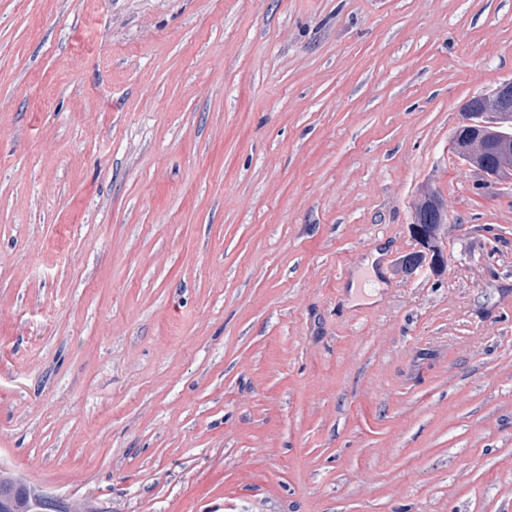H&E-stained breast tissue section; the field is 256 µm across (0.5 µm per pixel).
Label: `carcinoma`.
Returning <instances> with one entry per match:
<instances>
[{
	"mask_svg": "<svg viewBox=\"0 0 512 512\" xmlns=\"http://www.w3.org/2000/svg\"><path fill=\"white\" fill-rule=\"evenodd\" d=\"M468 165L491 179L512 178V152L490 156L473 151L468 155ZM410 233L420 249L402 258L401 269L411 271L428 258L434 271H442L447 264L444 242L448 237V207L430 186L422 189L414 206ZM44 503V499L32 497L20 480L0 475V512H43Z\"/></svg>",
	"mask_w": 512,
	"mask_h": 512,
	"instance_id": "1",
	"label": "carcinoma"
}]
</instances>
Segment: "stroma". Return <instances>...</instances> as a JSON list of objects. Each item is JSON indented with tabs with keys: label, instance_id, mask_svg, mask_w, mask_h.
Segmentation results:
<instances>
[{
	"label": "stroma",
	"instance_id": "1",
	"mask_svg": "<svg viewBox=\"0 0 512 512\" xmlns=\"http://www.w3.org/2000/svg\"><path fill=\"white\" fill-rule=\"evenodd\" d=\"M512 0H0V470L87 512H512V179L449 150ZM447 266L403 275L424 186Z\"/></svg>",
	"mask_w": 512,
	"mask_h": 512
}]
</instances>
